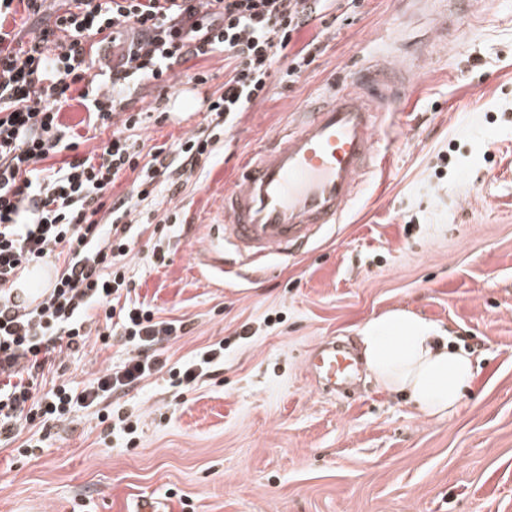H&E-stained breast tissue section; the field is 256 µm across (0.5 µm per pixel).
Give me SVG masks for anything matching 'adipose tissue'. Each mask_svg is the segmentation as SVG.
Returning <instances> with one entry per match:
<instances>
[{"mask_svg": "<svg viewBox=\"0 0 512 512\" xmlns=\"http://www.w3.org/2000/svg\"><path fill=\"white\" fill-rule=\"evenodd\" d=\"M376 386L403 396L426 416H444L470 388L471 352L450 346L444 331L395 309L368 322L358 338Z\"/></svg>", "mask_w": 512, "mask_h": 512, "instance_id": "obj_1", "label": "adipose tissue"}]
</instances>
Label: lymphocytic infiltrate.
I'll list each match as a JSON object with an SVG mask.
<instances>
[{
	"label": "lymphocytic infiltrate",
	"mask_w": 512,
	"mask_h": 512,
	"mask_svg": "<svg viewBox=\"0 0 512 512\" xmlns=\"http://www.w3.org/2000/svg\"><path fill=\"white\" fill-rule=\"evenodd\" d=\"M328 0H25L39 24L20 45L5 27L14 0H0V447L39 423L50 431L71 412L94 410L125 434L107 399L165 371L189 387L224 368V345L200 349L191 362L170 366L164 344L186 333L182 321L156 319L135 297L129 276L138 237L152 225L146 258L164 263V242L179 213L162 209L197 169L217 153L241 112L264 100L273 84L296 82L322 52L319 37L304 46L302 29L324 21ZM222 53L224 84L205 100L207 124L170 149L144 153L133 136L143 112L130 103L145 86L166 89L190 61ZM286 69H279L280 58ZM86 112L79 126L62 120L72 100ZM109 131L98 152L81 156L82 130ZM60 165H53L57 154ZM126 195L109 191L126 172ZM53 265L56 277L32 306L12 296L19 273ZM120 340L130 356L80 388L62 378L66 357L88 342Z\"/></svg>",
	"instance_id": "obj_1"
}]
</instances>
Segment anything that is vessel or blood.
<instances>
[{"label": "vessel or blood", "mask_w": 512, "mask_h": 512, "mask_svg": "<svg viewBox=\"0 0 512 512\" xmlns=\"http://www.w3.org/2000/svg\"><path fill=\"white\" fill-rule=\"evenodd\" d=\"M431 2L435 35L447 39L462 7L482 0ZM408 91V71L394 63L362 70L342 93L300 113L295 123L256 149L224 193V214L203 247V257L224 266L225 250L256 265L307 247L326 226L343 223L366 178L380 163L388 141V117L399 112ZM309 376L329 388L351 385L359 365L344 345L330 340L312 347Z\"/></svg>", "instance_id": "obj_1"}]
</instances>
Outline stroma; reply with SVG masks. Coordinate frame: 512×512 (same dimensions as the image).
I'll use <instances>...</instances> for the list:
<instances>
[{"label":"stroma","mask_w":512,"mask_h":512,"mask_svg":"<svg viewBox=\"0 0 512 512\" xmlns=\"http://www.w3.org/2000/svg\"><path fill=\"white\" fill-rule=\"evenodd\" d=\"M403 0H358L323 35L324 51L290 86L240 114L217 154L173 200L181 224L166 265L133 264L141 301L190 331L170 340L171 363L215 342L224 369L190 390L167 373L119 397L134 439L88 411L52 429L43 448H0V512H133L137 498L167 512H512V0H492L448 45ZM423 53L391 144L344 223L300 258L267 270L213 274L196 248L218 224L239 165L290 114L367 63ZM190 82L177 69L165 96L145 90L137 111L175 112L137 132L144 151L203 124V100L224 82V56ZM392 309L459 337L476 371L462 401L427 417L359 377L352 396L307 376L323 340L355 343ZM128 349L88 345L67 362L87 384Z\"/></svg>","instance_id":"35a3bbf8"}]
</instances>
